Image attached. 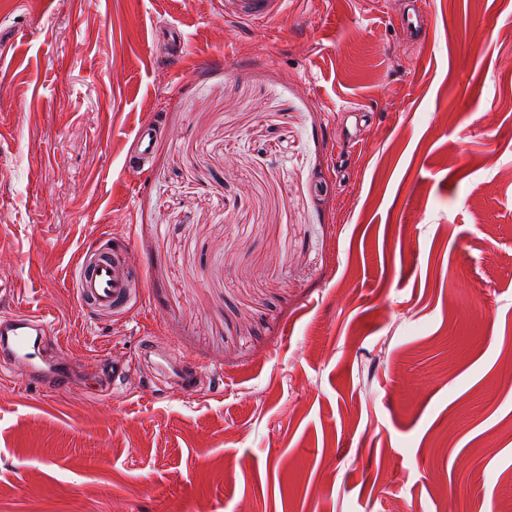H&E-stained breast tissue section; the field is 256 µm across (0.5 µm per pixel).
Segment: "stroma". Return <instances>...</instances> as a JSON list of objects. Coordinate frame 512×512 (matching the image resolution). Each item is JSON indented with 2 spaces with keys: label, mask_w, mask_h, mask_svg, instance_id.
Here are the masks:
<instances>
[{
  "label": "stroma",
  "mask_w": 512,
  "mask_h": 512,
  "mask_svg": "<svg viewBox=\"0 0 512 512\" xmlns=\"http://www.w3.org/2000/svg\"><path fill=\"white\" fill-rule=\"evenodd\" d=\"M414 6L0 0V312L75 380L0 368V512L512 505V0H420L410 40ZM97 243L145 277L127 314L70 286ZM286 0H224V14L247 23H260L282 12ZM162 130L157 120L143 123L134 137V149L129 158L131 168L142 170L153 152ZM143 354L150 363L162 365L161 362L154 359L159 358L164 363L172 366L183 389L193 390L197 386L198 367L189 356L178 352L173 347L160 354L154 341L149 337L144 341Z\"/></svg>",
  "instance_id": "stroma-1"
}]
</instances>
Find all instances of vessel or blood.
I'll use <instances>...</instances> for the list:
<instances>
[{
	"instance_id": "vessel-or-blood-1",
	"label": "vessel or blood",
	"mask_w": 512,
	"mask_h": 512,
	"mask_svg": "<svg viewBox=\"0 0 512 512\" xmlns=\"http://www.w3.org/2000/svg\"><path fill=\"white\" fill-rule=\"evenodd\" d=\"M286 4L287 0H224V12L242 22L260 23L280 14ZM161 135L158 121L139 127L129 158L131 167L144 168ZM73 283L83 305L106 314L127 313L145 286L143 277L127 266L123 250L101 245L84 251L74 270ZM49 334L50 324L42 316L25 310L0 315V358L17 366L26 379H45L52 391L66 388L68 380L55 373L46 355ZM143 354L172 366L183 389L196 387L198 367L189 356L159 351L150 339L144 342Z\"/></svg>"
}]
</instances>
